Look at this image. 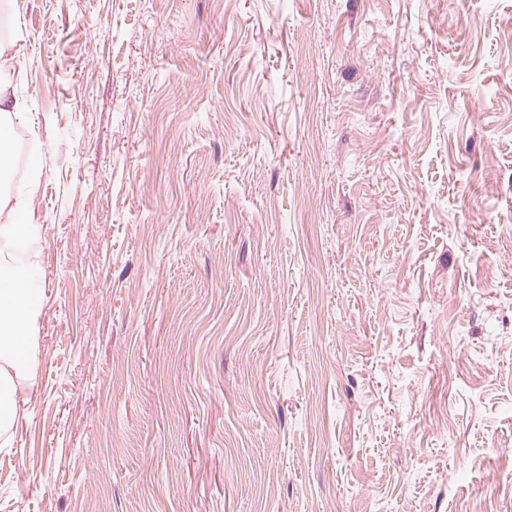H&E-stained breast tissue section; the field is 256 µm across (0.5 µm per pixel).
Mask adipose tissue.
<instances>
[{
  "instance_id": "1",
  "label": "adipose tissue",
  "mask_w": 512,
  "mask_h": 512,
  "mask_svg": "<svg viewBox=\"0 0 512 512\" xmlns=\"http://www.w3.org/2000/svg\"><path fill=\"white\" fill-rule=\"evenodd\" d=\"M12 219L0 225V442L9 443L17 420L20 387L35 375V332L44 315L32 281L31 255L42 226L26 197H14Z\"/></svg>"
}]
</instances>
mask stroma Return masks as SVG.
I'll list each match as a JSON object with an SVG mask.
<instances>
[{"instance_id":"obj_1","label":"stroma","mask_w":512,"mask_h":512,"mask_svg":"<svg viewBox=\"0 0 512 512\" xmlns=\"http://www.w3.org/2000/svg\"><path fill=\"white\" fill-rule=\"evenodd\" d=\"M44 231L0 512L512 503V0H13Z\"/></svg>"}]
</instances>
